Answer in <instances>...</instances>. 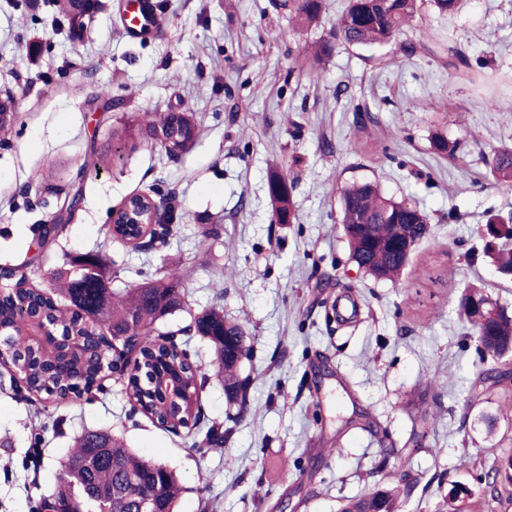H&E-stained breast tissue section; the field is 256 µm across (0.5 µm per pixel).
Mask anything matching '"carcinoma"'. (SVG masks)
<instances>
[{"mask_svg": "<svg viewBox=\"0 0 512 512\" xmlns=\"http://www.w3.org/2000/svg\"><path fill=\"white\" fill-rule=\"evenodd\" d=\"M417 0H347L336 19L332 38L348 45L373 46L395 39L409 25ZM300 27L316 23L323 0H288ZM167 128L183 141L181 151L195 142L197 122L174 112L140 127L144 140ZM440 157L462 159L461 144L442 134L430 139ZM490 174L497 184L512 185V147L498 148ZM273 216L279 224L297 220L293 183L273 172L269 178ZM143 224H115L112 236L133 242L151 231L147 195L138 197ZM342 226L351 259L375 280H394L409 265L416 246L431 234L428 216L416 205L382 193L370 180L354 181L340 194ZM367 224L356 231L353 224ZM496 238L512 241V213L494 216ZM66 230L64 225L43 226L37 236L38 252ZM501 273L512 274V248L492 251ZM27 263L0 269L17 278L18 288L0 296V366L20 369L26 390L51 401L72 403L92 390L102 389L112 373L127 378L133 409L152 422L184 424L203 389L197 366L188 353L160 333L157 323L181 307L178 285L181 272L168 268L161 277L114 295L98 258L85 254L67 258L50 272L51 288L28 283ZM460 316L474 332L479 350L499 358L512 342V315L489 303L485 289L468 288L459 303ZM195 331L212 350V365L224 378L235 419L248 410L246 390L239 381L242 360L250 356L243 325L224 319L217 310L196 317ZM125 349L113 355L117 348ZM393 482L358 497L339 502L336 512H399L400 497H407L421 482L410 471L408 456L391 448ZM58 491L47 501L52 512H140L151 500L155 512H177L180 487L174 473L162 464L145 461L122 447L111 434L86 431L74 440L58 478Z\"/></svg>", "mask_w": 512, "mask_h": 512, "instance_id": "cac0c4a2", "label": "carcinoma"}]
</instances>
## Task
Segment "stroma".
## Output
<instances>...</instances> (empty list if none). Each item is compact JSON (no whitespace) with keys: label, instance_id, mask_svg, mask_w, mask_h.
I'll use <instances>...</instances> for the list:
<instances>
[{"label":"stroma","instance_id":"stroma-1","mask_svg":"<svg viewBox=\"0 0 512 512\" xmlns=\"http://www.w3.org/2000/svg\"><path fill=\"white\" fill-rule=\"evenodd\" d=\"M281 2L155 0L153 23L130 38L131 0H93L79 27L54 0H0V92L16 99L0 131V266L27 263L44 288L66 257L94 254L115 292L179 268L182 307L159 329L206 378L197 427L172 428L132 410L124 379L59 406L0 368V512H43L86 430L172 469L179 512H336L391 482V447L423 476L400 512H435L454 483L475 512H512V482L488 478L512 456V402L476 382L504 362L479 354L459 315L473 283L512 315V276L482 235L490 216L512 213V186L489 172L512 146V0H461L451 19L419 0L391 42L335 46L316 82L305 52L346 0H325L304 30ZM175 110L198 123L186 152L112 135ZM437 132L463 159L430 153ZM275 170L294 181L296 223L272 221ZM360 179L430 219L397 280H372L350 258L339 189ZM76 192L80 209L34 258L40 226ZM135 193L175 201L165 244L110 235L113 208ZM211 308L248 330L249 412L235 425L208 342L186 333ZM212 425L224 445L204 444Z\"/></svg>","mask_w":512,"mask_h":512}]
</instances>
